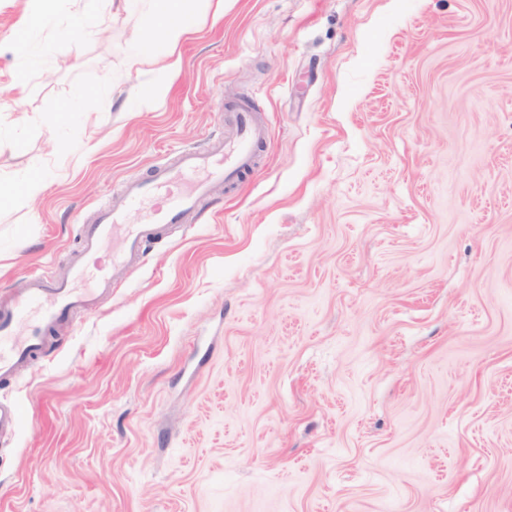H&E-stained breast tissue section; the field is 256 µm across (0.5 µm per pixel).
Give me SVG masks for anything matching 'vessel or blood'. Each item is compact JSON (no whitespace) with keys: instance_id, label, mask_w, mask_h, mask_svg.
Listing matches in <instances>:
<instances>
[{"instance_id":"obj_1","label":"vessel or blood","mask_w":512,"mask_h":512,"mask_svg":"<svg viewBox=\"0 0 512 512\" xmlns=\"http://www.w3.org/2000/svg\"><path fill=\"white\" fill-rule=\"evenodd\" d=\"M226 120L229 133L225 139L203 150L185 151L173 164L155 168L150 178L126 184L122 205L102 211L97 223L85 227L82 251L72 264L70 279L53 282L31 277L9 301L0 304V380L11 379L23 363L42 352L47 330L59 326L74 311L89 309L99 295L110 292L114 276L134 261L142 243L158 228L182 223L215 183L238 179L254 164L267 136L266 125L247 105L230 109ZM149 198L158 202L151 221L127 223L128 212ZM120 228L125 231V248L113 257L111 276L100 277L95 287H83L87 256ZM23 324L32 330L20 338L15 329Z\"/></svg>"}]
</instances>
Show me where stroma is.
<instances>
[{
  "instance_id": "35a3bbf8",
  "label": "stroma",
  "mask_w": 512,
  "mask_h": 512,
  "mask_svg": "<svg viewBox=\"0 0 512 512\" xmlns=\"http://www.w3.org/2000/svg\"><path fill=\"white\" fill-rule=\"evenodd\" d=\"M149 12L0 0V301L226 106L268 138L0 381V512H512V0H224L173 75Z\"/></svg>"
}]
</instances>
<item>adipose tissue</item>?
I'll list each match as a JSON object with an SVG mask.
<instances>
[{"mask_svg":"<svg viewBox=\"0 0 512 512\" xmlns=\"http://www.w3.org/2000/svg\"><path fill=\"white\" fill-rule=\"evenodd\" d=\"M194 25V17L186 8V0H155L152 12L139 24L135 55L148 59L155 40H162L168 54L178 46Z\"/></svg>","mask_w":512,"mask_h":512,"instance_id":"ef3b65f1","label":"adipose tissue"}]
</instances>
